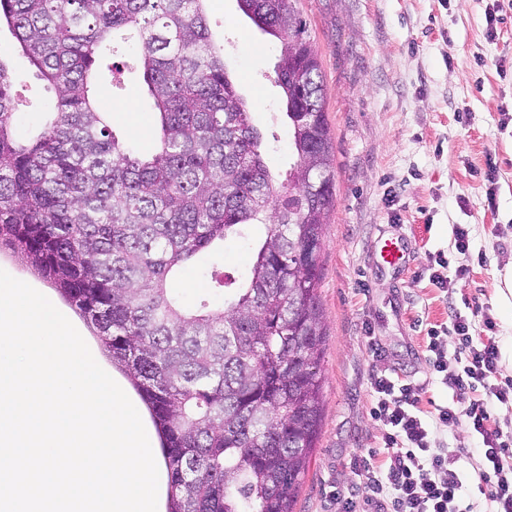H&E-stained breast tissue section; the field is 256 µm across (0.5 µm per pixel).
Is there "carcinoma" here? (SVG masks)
I'll list each match as a JSON object with an SVG mask.
<instances>
[{
  "instance_id": "obj_1",
  "label": "carcinoma",
  "mask_w": 512,
  "mask_h": 512,
  "mask_svg": "<svg viewBox=\"0 0 512 512\" xmlns=\"http://www.w3.org/2000/svg\"><path fill=\"white\" fill-rule=\"evenodd\" d=\"M206 0H0V21L55 98L15 136L0 62V241L90 320L147 404L167 512H293L319 434L326 328L314 246L335 203L317 53L295 0H237L280 42L275 83L292 163L277 180L224 68ZM131 52L158 115L156 145L122 142L92 81ZM268 221L257 242L244 226ZM235 235L251 265L224 272ZM208 255L215 306L173 277Z\"/></svg>"
}]
</instances>
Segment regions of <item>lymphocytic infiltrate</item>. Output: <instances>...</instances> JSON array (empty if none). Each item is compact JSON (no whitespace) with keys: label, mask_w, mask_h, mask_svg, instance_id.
<instances>
[{"label":"lymphocytic infiltrate","mask_w":512,"mask_h":512,"mask_svg":"<svg viewBox=\"0 0 512 512\" xmlns=\"http://www.w3.org/2000/svg\"><path fill=\"white\" fill-rule=\"evenodd\" d=\"M486 336L475 338L471 323L452 312L445 327L430 329L429 363L441 382L453 392L452 404L425 414L418 406L421 385L395 384L385 374L370 378V416L383 430L388 460L374 464L360 457L350 462L354 475L365 479L370 496L337 491L336 512H472L463 496V480L455 468L456 456L440 445L445 428L467 422L482 442L478 489L493 504V512H512V433L493 422L496 404L512 401V378L499 379V350L492 318L483 321Z\"/></svg>","instance_id":"lymphocytic-infiltrate-1"}]
</instances>
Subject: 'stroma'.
Returning a JSON list of instances; mask_svg holds the SVG:
<instances>
[{"mask_svg": "<svg viewBox=\"0 0 512 512\" xmlns=\"http://www.w3.org/2000/svg\"><path fill=\"white\" fill-rule=\"evenodd\" d=\"M492 1L297 0L323 72L336 200L320 255L322 423L293 512H336L340 488L368 498L348 464L383 450L382 429L369 414L373 372L423 384L422 410L451 400L426 351L428 330L447 322L449 306L468 317L476 336L484 317L493 319L500 374L512 378V0H500L493 40L486 35ZM206 15L263 135L265 161L284 177L289 127L275 83L280 44L237 0H208ZM0 60L23 99L15 132L28 136L52 94L5 25ZM93 91L116 132L148 150L153 117L138 73H125L119 89L101 73ZM459 225L469 232L465 256L454 244ZM392 237L404 239L408 269L381 265L378 241ZM441 260L468 266L448 293L429 279ZM439 438L457 454L474 512H490L477 489L478 438L463 421Z\"/></svg>", "mask_w": 512, "mask_h": 512, "instance_id": "35a3bbf8", "label": "stroma"}]
</instances>
